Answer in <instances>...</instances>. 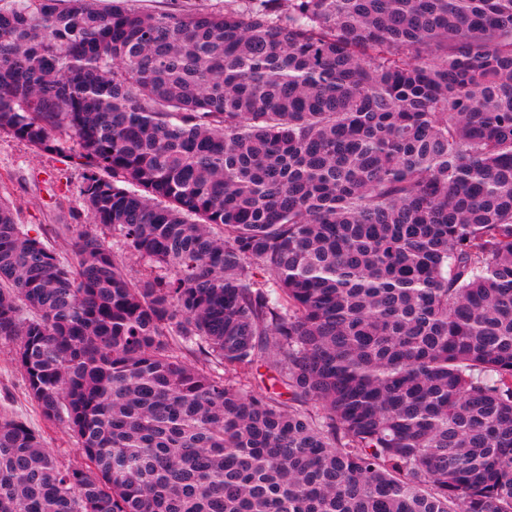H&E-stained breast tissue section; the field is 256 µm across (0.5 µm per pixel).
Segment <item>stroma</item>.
<instances>
[{
	"label": "stroma",
	"mask_w": 512,
	"mask_h": 512,
	"mask_svg": "<svg viewBox=\"0 0 512 512\" xmlns=\"http://www.w3.org/2000/svg\"><path fill=\"white\" fill-rule=\"evenodd\" d=\"M83 167L79 147L68 141L64 152L39 151L0 131V197L17 211L29 234L70 257V240L90 224L79 197ZM13 342L0 340V413L23 417L38 430L46 448L64 465H79L84 456L69 430L45 421L28 397L25 380L12 358Z\"/></svg>",
	"instance_id": "35a3bbf8"
}]
</instances>
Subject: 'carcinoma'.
Masks as SVG:
<instances>
[{
    "label": "carcinoma",
    "instance_id": "obj_1",
    "mask_svg": "<svg viewBox=\"0 0 512 512\" xmlns=\"http://www.w3.org/2000/svg\"><path fill=\"white\" fill-rule=\"evenodd\" d=\"M61 128L93 229L0 201V339L85 463L0 414V512H512V0H14ZM129 6L152 13H179L218 10L224 0H131Z\"/></svg>",
    "mask_w": 512,
    "mask_h": 512
}]
</instances>
